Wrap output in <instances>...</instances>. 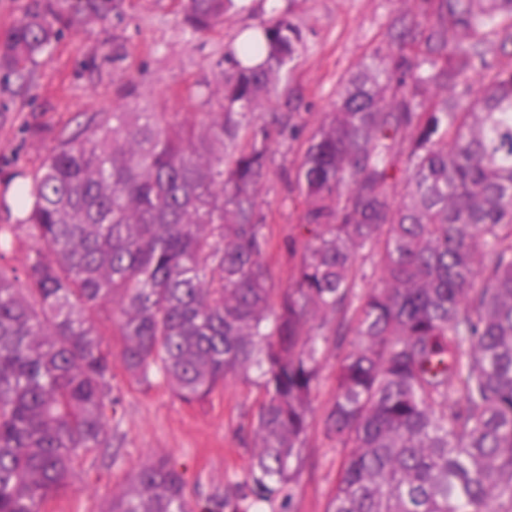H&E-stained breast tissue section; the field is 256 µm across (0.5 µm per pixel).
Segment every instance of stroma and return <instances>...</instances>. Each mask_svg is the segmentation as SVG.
<instances>
[{"instance_id": "35a3bbf8", "label": "stroma", "mask_w": 512, "mask_h": 512, "mask_svg": "<svg viewBox=\"0 0 512 512\" xmlns=\"http://www.w3.org/2000/svg\"><path fill=\"white\" fill-rule=\"evenodd\" d=\"M185 0H117L107 18L64 28L23 76L0 70V224L20 217L11 198L42 159L95 112L140 102L157 112H207L215 108L224 80V54L240 31L269 18H289L304 42L290 65L286 86L271 109L289 112L302 137H273L271 163L260 205L271 234L266 261L278 287H287L294 263L290 241L303 218L294 188L303 137L332 111L348 76L418 46L391 42L394 19L423 24L432 0H247L208 32L184 19ZM349 343L329 348L314 394L315 419L308 431L305 463L293 512H326L339 477L340 456L323 434L324 417L336 392V366ZM119 399L112 416V445L90 454L76 490L50 500L43 512H102L113 490L142 461L159 453L183 471L190 503L223 496L245 479L251 453L247 425L258 390L227 381L207 402L186 405L163 381H131L113 364Z\"/></svg>"}]
</instances>
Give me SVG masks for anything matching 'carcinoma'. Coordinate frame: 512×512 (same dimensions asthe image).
I'll return each instance as SVG.
<instances>
[{
	"instance_id": "1",
	"label": "carcinoma",
	"mask_w": 512,
	"mask_h": 512,
	"mask_svg": "<svg viewBox=\"0 0 512 512\" xmlns=\"http://www.w3.org/2000/svg\"><path fill=\"white\" fill-rule=\"evenodd\" d=\"M235 2L186 0V22L210 31ZM114 7L46 4L0 40V69ZM259 29L225 53L203 120L93 113L22 185L20 222L0 224V239L30 241L22 269L0 263V512H42L110 446L116 355L189 405L229 378L256 386L246 478L201 512H287L331 336L354 340L325 416L343 452L327 512H512V62L488 60L512 43V0H439L435 23L390 33L420 44L416 62L346 80L295 172L302 250L286 288L265 263L259 195L272 132L300 126L256 112L303 35L279 16ZM361 258L377 283L358 293ZM107 306L116 352L95 321ZM105 512H189L184 473L154 456Z\"/></svg>"
}]
</instances>
